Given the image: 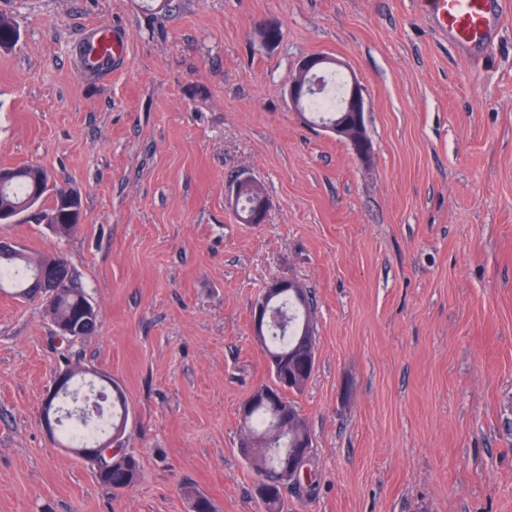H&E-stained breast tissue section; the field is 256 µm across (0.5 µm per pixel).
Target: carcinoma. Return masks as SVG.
I'll list each match as a JSON object with an SVG mask.
<instances>
[{"label": "carcinoma", "mask_w": 512, "mask_h": 512, "mask_svg": "<svg viewBox=\"0 0 512 512\" xmlns=\"http://www.w3.org/2000/svg\"><path fill=\"white\" fill-rule=\"evenodd\" d=\"M18 38L12 20L0 14V48H6ZM304 108L311 115H325L336 119V100L330 96L310 98ZM8 179L7 186H0V206L20 209V214L32 216L45 224L59 225L58 236L72 234L71 227L78 224L81 204L76 211L60 203L66 190L51 179L46 169L28 164L0 171ZM45 256H33L23 252L15 257H0V291L11 288L18 299L33 297L30 284L42 269ZM68 278V288L45 314L56 324L65 323L82 328L84 337L94 334L83 322V304L88 297L78 286L70 266L62 268ZM313 300L309 291L301 285L288 288L273 296L270 307L276 319L269 331L258 338L267 361L275 364L270 370V380L258 386L270 394L265 400L254 402L248 412L244 431L249 435L251 447L240 449L249 468L268 488L274 491L269 498H261L264 512H283V491L290 486L284 464L293 449L303 440H310L305 420L297 404L289 397L300 392L308 384L315 368V336L311 322ZM127 398L120 386L112 391V415L102 424L83 419L81 424L67 432L69 447L95 448L106 440L108 432H120L128 422ZM140 458L124 448L112 455V468L95 473L102 486L124 492L132 488L140 474ZM184 496L190 512H215L212 501L192 488H185Z\"/></svg>", "instance_id": "cac0c4a2"}]
</instances>
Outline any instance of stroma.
Returning a JSON list of instances; mask_svg holds the SVG:
<instances>
[{"label":"stroma","mask_w":512,"mask_h":512,"mask_svg":"<svg viewBox=\"0 0 512 512\" xmlns=\"http://www.w3.org/2000/svg\"><path fill=\"white\" fill-rule=\"evenodd\" d=\"M0 167L82 196L68 238L26 217L0 240L70 264L100 313L59 341L39 299L0 293V512H259L240 406L269 379L253 308L275 278L315 296L316 366L294 400L311 491L284 512H512V0L491 48L418 0H0ZM279 24L272 48L259 24ZM94 24L128 50L79 68ZM324 54L369 104V161L302 123L298 58ZM251 174L260 224L230 203ZM117 382L137 484L101 487L40 424L55 376Z\"/></svg>","instance_id":"obj_1"}]
</instances>
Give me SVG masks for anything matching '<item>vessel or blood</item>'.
<instances>
[{"mask_svg": "<svg viewBox=\"0 0 512 512\" xmlns=\"http://www.w3.org/2000/svg\"><path fill=\"white\" fill-rule=\"evenodd\" d=\"M430 7L436 26L457 43L468 48L491 46L500 11L498 0H430ZM122 48L111 26L99 24L87 32L79 52L88 68L104 73L111 70L112 61Z\"/></svg>", "mask_w": 512, "mask_h": 512, "instance_id": "vessel-or-blood-1", "label": "vessel or blood"}]
</instances>
